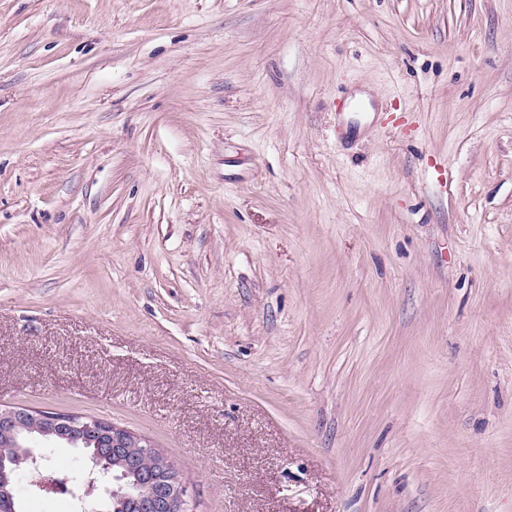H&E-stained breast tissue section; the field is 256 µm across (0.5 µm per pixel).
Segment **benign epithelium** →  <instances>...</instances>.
Masks as SVG:
<instances>
[{
  "instance_id": "benign-epithelium-1",
  "label": "benign epithelium",
  "mask_w": 512,
  "mask_h": 512,
  "mask_svg": "<svg viewBox=\"0 0 512 512\" xmlns=\"http://www.w3.org/2000/svg\"><path fill=\"white\" fill-rule=\"evenodd\" d=\"M101 433L112 442V448H144L153 459V472L140 470L133 459L121 458L122 476L130 482L112 491L115 497H126L133 492L140 496V512H193L188 484L177 465L146 435L138 434L96 417L83 416L75 420L68 413H51L24 407L0 409V509L15 510L17 499L15 484L19 470L13 456L23 452L30 458L31 466L39 467L37 455L25 447L26 430L36 433L44 441L64 443L70 448L86 444L76 437L79 430Z\"/></svg>"
}]
</instances>
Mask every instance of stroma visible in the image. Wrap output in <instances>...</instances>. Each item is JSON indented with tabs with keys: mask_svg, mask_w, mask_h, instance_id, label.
Here are the masks:
<instances>
[{
	"mask_svg": "<svg viewBox=\"0 0 512 512\" xmlns=\"http://www.w3.org/2000/svg\"><path fill=\"white\" fill-rule=\"evenodd\" d=\"M8 407L194 512H512V0H0ZM68 413H51L24 407L0 409V505L2 511H14L17 499L15 484L19 470L15 466L14 454L23 451L30 458V465L39 467L37 455L29 446L23 430L37 433L44 441L64 443L70 448L80 449L87 455L97 454L100 465L109 468L111 474H120L133 480L113 490L114 497H126L138 492V502L131 498L119 502L120 509H115L110 495L105 512H193L188 484L177 465L146 435L138 434L127 428L117 426L96 417L80 416L81 420L72 419ZM91 430L101 433L112 442V448H146L153 459V473L140 470L134 459L118 460V466L112 458V448H96L94 443H87L84 438H77L78 430ZM80 448L81 445H87ZM21 448H26L22 450Z\"/></svg>",
	"mask_w": 512,
	"mask_h": 512,
	"instance_id": "1",
	"label": "stroma"
}]
</instances>
